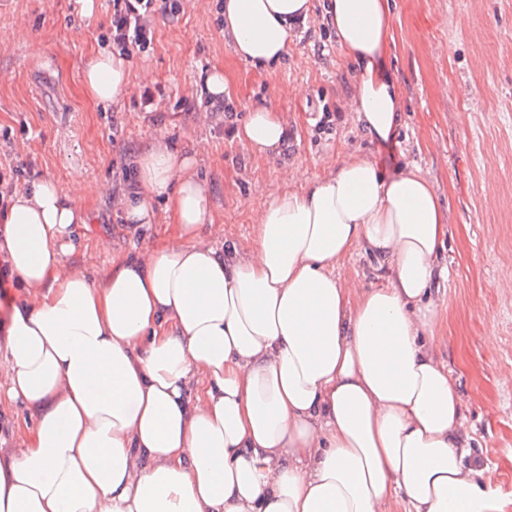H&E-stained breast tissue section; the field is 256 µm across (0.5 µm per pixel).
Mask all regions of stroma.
<instances>
[{"label": "stroma", "instance_id": "obj_1", "mask_svg": "<svg viewBox=\"0 0 512 512\" xmlns=\"http://www.w3.org/2000/svg\"><path fill=\"white\" fill-rule=\"evenodd\" d=\"M394 40L385 61L403 100L392 142L371 141L351 107L357 68L333 31L304 24L273 71L233 52L217 21L216 0H181L177 17L155 15L152 50L131 60L132 85L100 108L82 71L108 26V0H0V178L25 190L44 178L83 182L89 221L71 227L70 265L109 268L174 233L159 218L141 231L123 224L115 201L133 166L158 135L194 156L211 188L220 233L213 245H248L251 215L272 193L302 189L350 154L373 157L387 173L414 165L434 184L448 213L440 257L448 280L436 296L442 320L432 341L458 382L469 466L512 512V0H390ZM324 42L329 56L313 52ZM220 68L232 88L235 124L266 106L288 121V148L253 156L227 135L200 78ZM150 89L154 104L143 108ZM329 115L333 129L317 123ZM494 343H486V332Z\"/></svg>", "mask_w": 512, "mask_h": 512}]
</instances>
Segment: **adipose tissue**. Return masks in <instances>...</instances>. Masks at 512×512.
Returning <instances> with one entry per match:
<instances>
[{"label":"adipose tissue","instance_id":"adipose-tissue-1","mask_svg":"<svg viewBox=\"0 0 512 512\" xmlns=\"http://www.w3.org/2000/svg\"><path fill=\"white\" fill-rule=\"evenodd\" d=\"M312 0H223L236 56L270 68ZM324 17L360 67L351 106L392 140L403 103L382 65L388 0H328ZM102 106L131 84L127 59L97 51L82 74ZM278 156L287 124L253 109L235 132ZM124 223L173 240L113 259L102 278L67 264L89 215L43 179L7 199L5 256L21 302L0 312V378L34 424L0 449V512H500L467 466L461 401L430 342L447 215L415 166L385 176L352 155L252 216L251 244L207 239L210 189L158 138L135 159ZM380 286L335 274L355 251Z\"/></svg>","mask_w":512,"mask_h":512}]
</instances>
